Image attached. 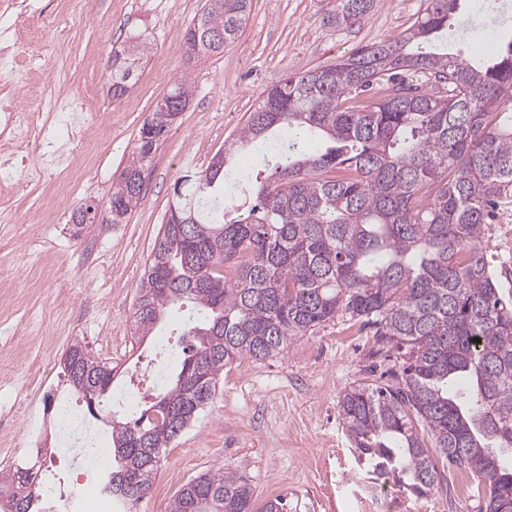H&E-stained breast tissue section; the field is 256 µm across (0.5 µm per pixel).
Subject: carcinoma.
Here are the masks:
<instances>
[{
	"mask_svg": "<svg viewBox=\"0 0 512 512\" xmlns=\"http://www.w3.org/2000/svg\"><path fill=\"white\" fill-rule=\"evenodd\" d=\"M379 0H339L329 22L352 25ZM252 0H204L183 33L186 53L220 54L240 37ZM460 0H427L394 41L274 85L258 99L220 162L178 180L138 286L142 343L174 306L190 304L188 346L161 391L112 419L105 488L133 512L150 493L163 451L216 395L224 366L280 354L288 342L341 319L394 350L390 385L346 390L339 410L373 476L414 496L440 482L425 437L448 467L477 478L485 512H512V302L490 269L485 224L512 203V38L490 55L448 48ZM145 48L112 55V97L125 94ZM382 91L358 105L354 96ZM192 96L177 79L143 123L132 160L107 201L122 224L142 201L143 172ZM263 155L264 178L236 157ZM255 198L245 206L225 194ZM61 368L82 400L112 398L114 368L81 343ZM32 467L0 471V498ZM241 474L197 476L168 512H253ZM30 491L6 512H31Z\"/></svg>",
	"mask_w": 512,
	"mask_h": 512,
	"instance_id": "obj_1",
	"label": "carcinoma"
}]
</instances>
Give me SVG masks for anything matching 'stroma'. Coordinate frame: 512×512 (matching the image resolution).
<instances>
[{
	"mask_svg": "<svg viewBox=\"0 0 512 512\" xmlns=\"http://www.w3.org/2000/svg\"><path fill=\"white\" fill-rule=\"evenodd\" d=\"M202 0H0V48L14 67L0 72V98L26 94L40 134L21 148L22 165L0 183V470L26 461L28 425L44 422L47 395L68 393L63 352L81 342L109 366L125 369L155 356L154 342L132 339L138 285L150 260L184 156L204 169L232 140L255 102L289 76L328 65L370 42L395 39L425 0H379L349 28L328 23L336 0H252L241 36L223 53L187 57L184 28ZM464 24L448 41L469 56L483 35L512 32V0H463ZM144 42L151 51L131 89L109 93L107 62L115 48ZM193 94L144 172V197L127 223L106 207L156 101L179 77ZM80 100L91 135L76 145L68 174L43 164L70 137L54 99ZM97 207L76 229V204ZM492 266L512 294V207L486 225ZM370 330L335 320L291 340L280 354L227 365L213 402L166 448L151 495L137 512H167L182 487L219 468L247 477L256 512L283 498L288 512H482L476 491L460 493L459 476L425 496L393 479L367 478L339 414L338 401L358 385L390 383L396 358L373 355ZM48 380L47 391L31 382Z\"/></svg>",
	"mask_w": 512,
	"mask_h": 512,
	"instance_id": "1",
	"label": "stroma"
}]
</instances>
